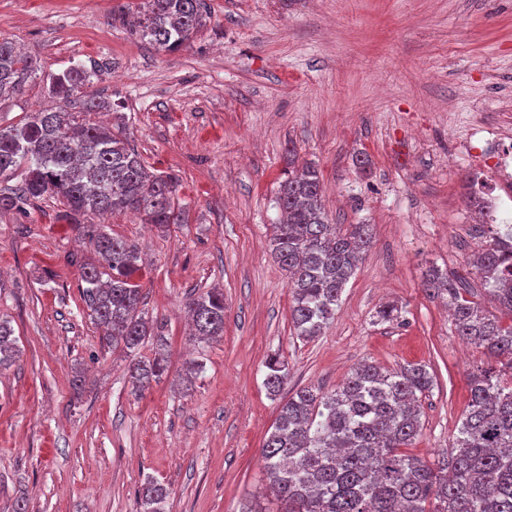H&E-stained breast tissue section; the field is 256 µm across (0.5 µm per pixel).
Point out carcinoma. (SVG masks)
<instances>
[{"mask_svg": "<svg viewBox=\"0 0 512 512\" xmlns=\"http://www.w3.org/2000/svg\"><path fill=\"white\" fill-rule=\"evenodd\" d=\"M133 33L162 52L189 45L206 24L204 0H140ZM39 65L0 39V99L22 92ZM95 72L76 64L47 75L53 109H35L0 127V213L21 210L49 196L71 223L85 229L93 258L79 262L84 311L105 329L106 341L133 351L148 336L139 310L142 288L135 275L139 247L114 237L107 225L84 218L133 211L144 224L184 223L177 178L148 170L127 139L94 120L103 102L82 89ZM22 169L21 185L3 186ZM275 203L283 220L273 225L271 255L292 294L297 335L312 339L333 319L341 295L371 243L369 225L344 228L329 222L323 183L306 166L280 182ZM512 227L486 240L472 261L489 296L512 313ZM429 295L446 300L456 335L500 359L499 373L471 379L470 400L448 459L433 467L402 452L421 435L419 396L433 378L422 364L392 371L364 361L337 388L304 387L282 395L285 361L267 362L264 385L281 397L280 411L262 448L270 489L282 512H512V325L466 298L457 281L432 271ZM194 335L208 341L224 333V293L210 289L188 301ZM16 355L13 329L0 320V368ZM166 370L164 354L130 367L133 386L144 391ZM166 487L149 480L139 492V512H162Z\"/></svg>", "mask_w": 512, "mask_h": 512, "instance_id": "cac0c4a2", "label": "carcinoma"}]
</instances>
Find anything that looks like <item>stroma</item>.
<instances>
[{"label": "stroma", "mask_w": 512, "mask_h": 512, "mask_svg": "<svg viewBox=\"0 0 512 512\" xmlns=\"http://www.w3.org/2000/svg\"><path fill=\"white\" fill-rule=\"evenodd\" d=\"M132 2L0 0V36L44 73L95 68L88 91L106 122L121 124L150 171L178 176L189 215L165 230L130 212L105 219L141 245V309L167 343V371L141 393L128 366L153 357L156 340L127 354L84 313L85 249L59 202L0 215V317L17 339L0 369V512H137L148 478L168 490L163 512H277L260 460L279 412L264 386L277 354L290 392L335 389L366 360L425 365L434 386L409 452L441 464L472 374L496 360L461 342L423 280L437 269L489 301L468 258L490 230L472 221L466 177L495 176L489 133L512 138V0H206L207 25L173 54L131 35ZM52 103L34 78L0 101V122ZM306 163L330 220L372 234L333 320L310 340L293 330L269 250L277 187ZM214 287L224 334L197 343L185 303ZM388 302L400 318L377 322Z\"/></svg>", "instance_id": "1"}]
</instances>
